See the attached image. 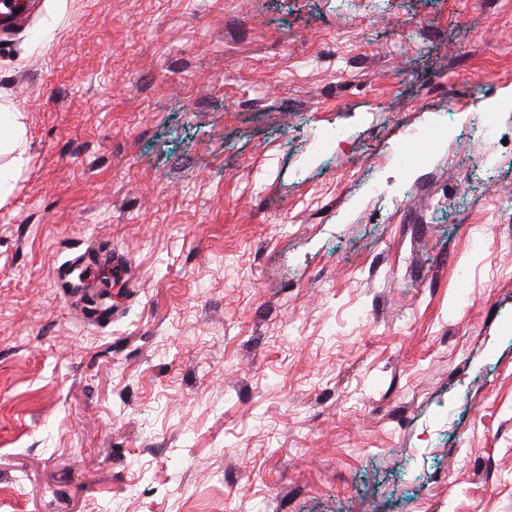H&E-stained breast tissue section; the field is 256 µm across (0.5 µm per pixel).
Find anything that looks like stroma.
Returning <instances> with one entry per match:
<instances>
[{
	"mask_svg": "<svg viewBox=\"0 0 512 512\" xmlns=\"http://www.w3.org/2000/svg\"><path fill=\"white\" fill-rule=\"evenodd\" d=\"M0 101V512H512V0H33ZM2 109L6 112H2ZM0 129L6 127L9 130L10 137L8 140L20 141L24 134L23 123L21 122L22 117L20 112L13 110L7 104H0ZM109 262L112 267V272L124 279L128 275L127 267L121 256L117 254H110L105 251H100L97 248L86 250L83 253L75 256L72 260V265L69 271L59 273L56 278L57 288H79L91 286L92 279H95V274L99 268ZM73 268H80L81 275L84 278L79 279L77 282L71 278V270Z\"/></svg>",
	"mask_w": 512,
	"mask_h": 512,
	"instance_id": "1",
	"label": "stroma"
}]
</instances>
